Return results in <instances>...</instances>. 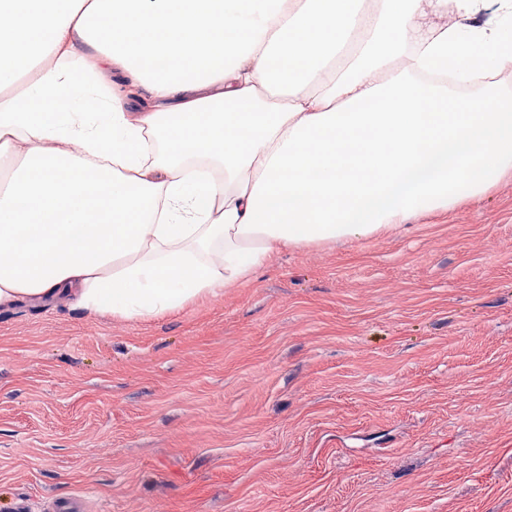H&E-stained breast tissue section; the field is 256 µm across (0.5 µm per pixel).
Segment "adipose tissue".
Returning <instances> with one entry per match:
<instances>
[{
  "mask_svg": "<svg viewBox=\"0 0 512 512\" xmlns=\"http://www.w3.org/2000/svg\"><path fill=\"white\" fill-rule=\"evenodd\" d=\"M506 69L512 0H0V88L28 80L0 99V307L154 318L479 197L512 175V94L446 77Z\"/></svg>",
  "mask_w": 512,
  "mask_h": 512,
  "instance_id": "1",
  "label": "adipose tissue"
}]
</instances>
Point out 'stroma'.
<instances>
[{"instance_id":"obj_1","label":"stroma","mask_w":512,"mask_h":512,"mask_svg":"<svg viewBox=\"0 0 512 512\" xmlns=\"http://www.w3.org/2000/svg\"><path fill=\"white\" fill-rule=\"evenodd\" d=\"M512 512V179L147 321L0 309V512ZM15 512H84L85 507L83 501L79 497H72L64 500H54L34 507L28 503H21L14 509Z\"/></svg>"}]
</instances>
